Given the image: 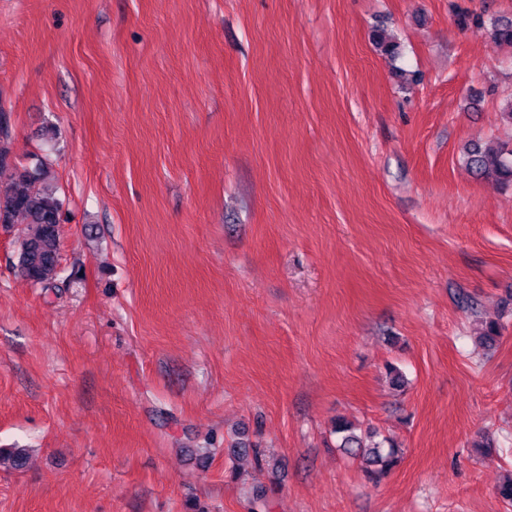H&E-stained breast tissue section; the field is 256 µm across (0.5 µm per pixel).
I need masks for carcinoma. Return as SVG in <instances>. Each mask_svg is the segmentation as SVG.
Returning a JSON list of instances; mask_svg holds the SVG:
<instances>
[{
    "label": "carcinoma",
    "mask_w": 512,
    "mask_h": 512,
    "mask_svg": "<svg viewBox=\"0 0 512 512\" xmlns=\"http://www.w3.org/2000/svg\"><path fill=\"white\" fill-rule=\"evenodd\" d=\"M458 24L466 29L481 30L496 43L512 47V18L502 16L486 20L478 14H469L458 17ZM372 40L384 55L395 59L402 54L400 42L383 29L374 30ZM463 159L475 176L499 185H512V148H493L473 141L465 147ZM7 168L12 169V173L0 179V224H14L20 219L28 224V232L19 242L17 267L27 280L53 288L57 279L54 262L60 245L63 202L47 164L41 162L33 168L16 165L12 157L10 117L0 112V172ZM336 434L340 436L339 448L362 458L369 466L366 473L373 481L400 459L397 445L385 439L373 440L372 432L362 436L344 420L336 423ZM5 458L20 469L27 462L28 450L0 448V461Z\"/></svg>",
    "instance_id": "obj_1"
}]
</instances>
